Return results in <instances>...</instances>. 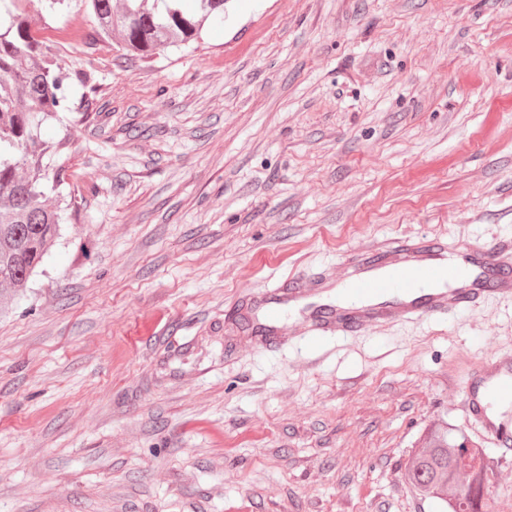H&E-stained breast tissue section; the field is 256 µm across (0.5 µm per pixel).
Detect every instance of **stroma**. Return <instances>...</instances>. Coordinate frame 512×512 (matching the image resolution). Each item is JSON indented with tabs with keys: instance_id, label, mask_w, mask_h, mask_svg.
<instances>
[{
	"instance_id": "obj_1",
	"label": "stroma",
	"mask_w": 512,
	"mask_h": 512,
	"mask_svg": "<svg viewBox=\"0 0 512 512\" xmlns=\"http://www.w3.org/2000/svg\"><path fill=\"white\" fill-rule=\"evenodd\" d=\"M93 74L44 131L84 201L0 318V512H439L401 479L512 355V299L363 334L253 342L242 297L335 285L423 236L512 245V0H239L149 61L83 6L36 20Z\"/></svg>"
}]
</instances>
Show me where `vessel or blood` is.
Instances as JSON below:
<instances>
[{
  "label": "vessel or blood",
  "mask_w": 512,
  "mask_h": 512,
  "mask_svg": "<svg viewBox=\"0 0 512 512\" xmlns=\"http://www.w3.org/2000/svg\"><path fill=\"white\" fill-rule=\"evenodd\" d=\"M510 264L508 249L488 248L476 258L463 250L449 253L447 243L418 236L396 239L375 251L359 250L344 262L335 302L318 301L313 321L298 326L297 332L345 336L394 317H443L470 305L479 288L512 293V282L498 276ZM301 291L295 281L262 290L266 322L278 321L290 298ZM477 373L482 383L463 384V403L483 435L501 451H510L512 431L491 418L486 392L492 389L512 398V355L483 361Z\"/></svg>",
  "instance_id": "b4317fda"
}]
</instances>
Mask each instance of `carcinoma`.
Instances as JSON below:
<instances>
[{"mask_svg":"<svg viewBox=\"0 0 512 512\" xmlns=\"http://www.w3.org/2000/svg\"><path fill=\"white\" fill-rule=\"evenodd\" d=\"M71 0H0V291L16 296L60 236L67 215L51 200L46 183L65 184V169H50L48 153L66 148L49 143L42 128L60 112L72 111L71 87L80 82L82 98L95 97L92 74L79 72L33 31L30 7L55 15ZM107 39L119 36L126 55L152 59L170 47L187 46L212 18L224 17L231 0H81ZM491 469L479 453L456 441L446 423L435 424L427 446L415 453L403 481L441 512H492Z\"/></svg>","mask_w":512,"mask_h":512,"instance_id":"obj_1","label":"carcinoma"}]
</instances>
